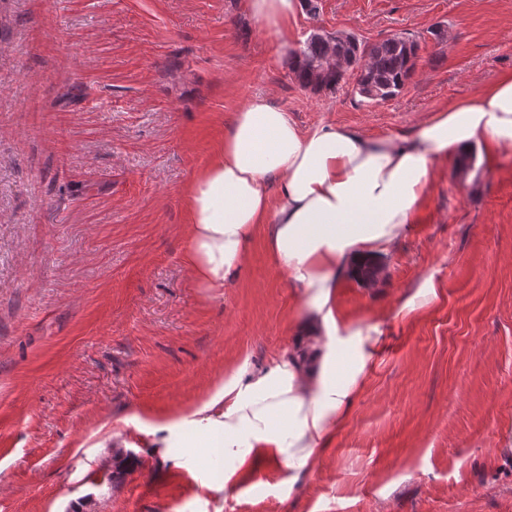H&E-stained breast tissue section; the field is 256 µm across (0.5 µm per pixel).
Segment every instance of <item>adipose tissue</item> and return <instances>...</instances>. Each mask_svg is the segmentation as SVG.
Segmentation results:
<instances>
[{"mask_svg": "<svg viewBox=\"0 0 512 512\" xmlns=\"http://www.w3.org/2000/svg\"><path fill=\"white\" fill-rule=\"evenodd\" d=\"M281 48L294 41L301 0H245ZM480 149L493 166L512 151V72L408 133L367 136L333 123L299 128L267 97L233 116L224 143L187 190L184 260L197 287L223 292L262 235L296 291L288 350L267 364L241 356L188 411L141 424L150 447L174 458L223 457L214 489L266 463L289 485L312 474L364 386L382 335L351 321L342 284L391 253L417 220L440 163Z\"/></svg>", "mask_w": 512, "mask_h": 512, "instance_id": "1", "label": "adipose tissue"}]
</instances>
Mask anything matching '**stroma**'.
<instances>
[{
  "mask_svg": "<svg viewBox=\"0 0 512 512\" xmlns=\"http://www.w3.org/2000/svg\"><path fill=\"white\" fill-rule=\"evenodd\" d=\"M316 29L419 36L416 73L374 104L303 89L244 0H0V512H512V152L443 162L377 292L342 286L383 335L294 489L262 465L212 491L136 426L288 346L298 300L261 238L219 297L184 263L186 189L250 97L377 135L512 71V0H321L298 40ZM426 274L436 298L397 315Z\"/></svg>",
  "mask_w": 512,
  "mask_h": 512,
  "instance_id": "obj_1",
  "label": "stroma"
}]
</instances>
